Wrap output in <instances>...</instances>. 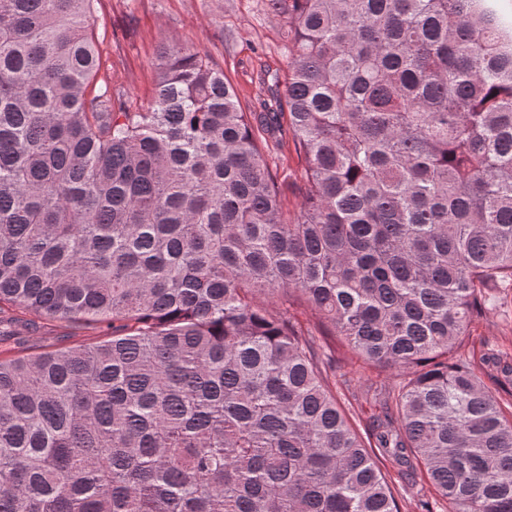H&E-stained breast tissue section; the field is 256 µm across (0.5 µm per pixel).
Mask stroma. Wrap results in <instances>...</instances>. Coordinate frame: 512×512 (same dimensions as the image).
<instances>
[{"label":"stroma","instance_id":"1","mask_svg":"<svg viewBox=\"0 0 512 512\" xmlns=\"http://www.w3.org/2000/svg\"><path fill=\"white\" fill-rule=\"evenodd\" d=\"M282 22L266 11L263 0H95L94 35L103 54L129 91L131 107L147 106L155 87L154 57L159 41L202 45L223 67L236 88L244 108L256 106L265 97L259 85L260 70L285 68L286 51L280 37ZM265 157L277 171L289 211H296L298 187L304 163L297 157L287 134L270 137ZM96 333L51 322L28 332L26 342L12 338L0 340V357L42 351L47 347L69 346L95 338ZM512 355V293L504 295L500 312L476 323L466 355L481 358L486 341ZM351 378L346 398L358 417L360 427H368L379 407L367 389L377 381L375 370L355 362L347 365ZM377 465L403 506V512H421V501H429L433 512H448L443 500L420 472H403L391 457L378 456Z\"/></svg>","mask_w":512,"mask_h":512}]
</instances>
